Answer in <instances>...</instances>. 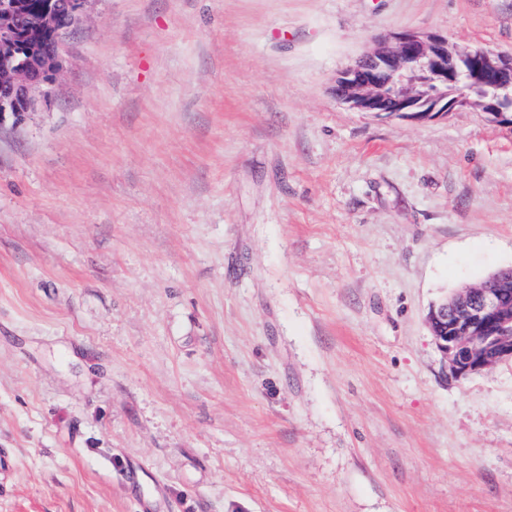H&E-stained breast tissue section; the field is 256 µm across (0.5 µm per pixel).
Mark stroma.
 I'll return each instance as SVG.
<instances>
[{
  "mask_svg": "<svg viewBox=\"0 0 512 512\" xmlns=\"http://www.w3.org/2000/svg\"><path fill=\"white\" fill-rule=\"evenodd\" d=\"M403 31L512 0H91L0 130V512H512V362L426 324L512 266V130L340 103Z\"/></svg>",
  "mask_w": 512,
  "mask_h": 512,
  "instance_id": "stroma-1",
  "label": "stroma"
}]
</instances>
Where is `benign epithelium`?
<instances>
[{
  "mask_svg": "<svg viewBox=\"0 0 512 512\" xmlns=\"http://www.w3.org/2000/svg\"><path fill=\"white\" fill-rule=\"evenodd\" d=\"M91 0H46L36 24L20 22L26 0H0V127L21 126L47 95L42 89L59 68L62 37L78 27ZM481 89L477 96L453 87L457 69ZM336 99L358 112L413 118L446 116L475 108L512 130V54L457 45L433 33L404 31L344 69ZM497 275L478 288L432 305L426 316L453 377L465 378L512 362V305Z\"/></svg>",
  "mask_w": 512,
  "mask_h": 512,
  "instance_id": "1",
  "label": "benign epithelium"
}]
</instances>
